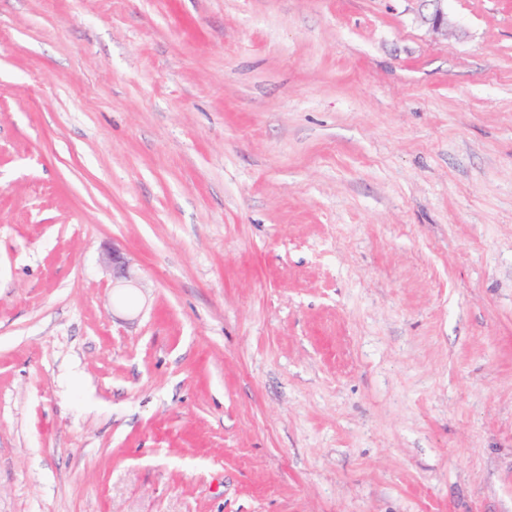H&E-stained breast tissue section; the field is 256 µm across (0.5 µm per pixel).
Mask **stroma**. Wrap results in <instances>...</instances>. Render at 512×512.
Wrapping results in <instances>:
<instances>
[{
    "label": "stroma",
    "mask_w": 512,
    "mask_h": 512,
    "mask_svg": "<svg viewBox=\"0 0 512 512\" xmlns=\"http://www.w3.org/2000/svg\"><path fill=\"white\" fill-rule=\"evenodd\" d=\"M447 7L0 0V512H512V0ZM419 2L418 19L427 30L436 36L448 37L453 31V24L448 18L444 4L446 0H415ZM106 263L109 266H112V282L114 284V279L121 280V283H124L125 286H133L138 285V277L133 272L130 261L124 254L118 249H112L106 253L105 257Z\"/></svg>",
    "instance_id": "35a3bbf8"
}]
</instances>
